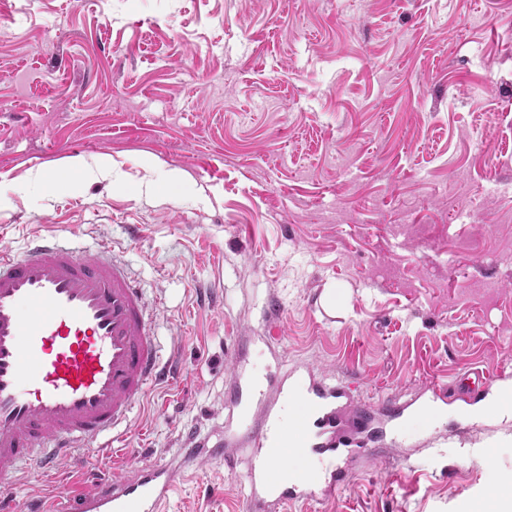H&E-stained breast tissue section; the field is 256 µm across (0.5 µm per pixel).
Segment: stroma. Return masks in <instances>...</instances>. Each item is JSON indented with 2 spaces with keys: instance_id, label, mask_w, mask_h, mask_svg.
<instances>
[{
  "instance_id": "obj_1",
  "label": "stroma",
  "mask_w": 512,
  "mask_h": 512,
  "mask_svg": "<svg viewBox=\"0 0 512 512\" xmlns=\"http://www.w3.org/2000/svg\"><path fill=\"white\" fill-rule=\"evenodd\" d=\"M103 156L116 179L73 187L70 160ZM39 169L69 182L40 189ZM161 169L179 195L141 194ZM0 192V248L109 241L164 300L183 382L135 407L128 472L184 428L224 432L248 336L256 378L274 331L285 364L358 403L512 375V0H0ZM460 408L387 425L381 455L287 512H499L512 416ZM68 470L20 481V512ZM245 473L201 464L164 512H244Z\"/></svg>"
}]
</instances>
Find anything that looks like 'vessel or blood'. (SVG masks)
Listing matches in <instances>:
<instances>
[{"mask_svg": "<svg viewBox=\"0 0 512 512\" xmlns=\"http://www.w3.org/2000/svg\"><path fill=\"white\" fill-rule=\"evenodd\" d=\"M160 299L139 288L113 245L80 251L46 234L22 251L0 249V512H16L14 488L23 477L68 462L88 482L65 488L46 512H160L182 477L184 466L224 461L230 439L184 431L178 464L149 465L136 473L98 474L101 457L136 456L128 444L131 413L151 389L174 387L183 371L176 353L157 334ZM225 406L256 412L246 424L248 512H279L283 506L331 495L344 481L341 452L360 433L376 430V417H399L406 409L387 398L352 409L350 431L340 417L348 386L317 379L305 369L273 367L257 381L236 358ZM497 374L477 371L436 385L431 398L448 392L481 404L487 418L505 414ZM299 397L303 411L285 420L282 405ZM324 461L304 479L287 475L289 449Z\"/></svg>", "mask_w": 512, "mask_h": 512, "instance_id": "vessel-or-blood-1", "label": "vessel or blood"}]
</instances>
